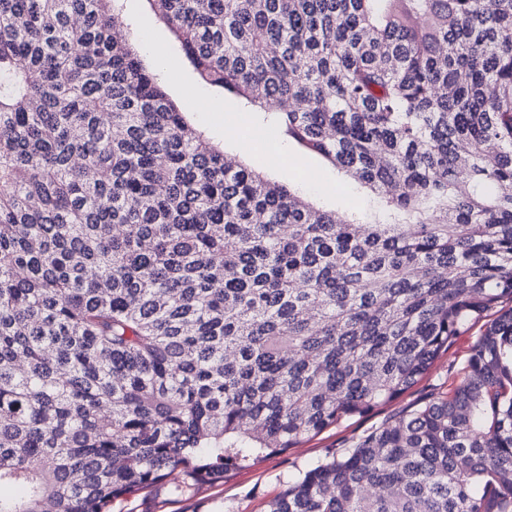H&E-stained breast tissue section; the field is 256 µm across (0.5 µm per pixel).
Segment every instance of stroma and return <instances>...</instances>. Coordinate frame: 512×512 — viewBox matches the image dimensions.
Wrapping results in <instances>:
<instances>
[{
    "instance_id": "1",
    "label": "stroma",
    "mask_w": 512,
    "mask_h": 512,
    "mask_svg": "<svg viewBox=\"0 0 512 512\" xmlns=\"http://www.w3.org/2000/svg\"><path fill=\"white\" fill-rule=\"evenodd\" d=\"M123 18L146 64L164 58L169 96L189 123L204 131L215 145L228 153L239 152L247 168L269 181L303 192L317 206L335 210L341 217L369 219L376 208L375 195L337 173L320 156L288 145L289 155L300 162L299 167L293 168L271 163L264 146L256 151H240L241 128L264 127V114L251 111L244 100L227 91L201 83L148 0H124ZM483 328L480 321L466 324L426 374L389 403L344 418L293 448L259 459L251 467L228 469L222 482L195 485L179 493L175 487L181 477L175 473L164 484L113 500L109 512H268L269 503L305 472L346 454L363 435L394 423L402 412L446 395L457 386L471 347Z\"/></svg>"
}]
</instances>
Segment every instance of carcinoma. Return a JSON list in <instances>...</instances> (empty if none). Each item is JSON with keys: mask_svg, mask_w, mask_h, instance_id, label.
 I'll return each instance as SVG.
<instances>
[{"mask_svg": "<svg viewBox=\"0 0 512 512\" xmlns=\"http://www.w3.org/2000/svg\"><path fill=\"white\" fill-rule=\"evenodd\" d=\"M120 2L0 0V512L221 482L512 301V0H148L372 224L226 164ZM463 371L269 512H512V307Z\"/></svg>", "mask_w": 512, "mask_h": 512, "instance_id": "1", "label": "carcinoma"}]
</instances>
